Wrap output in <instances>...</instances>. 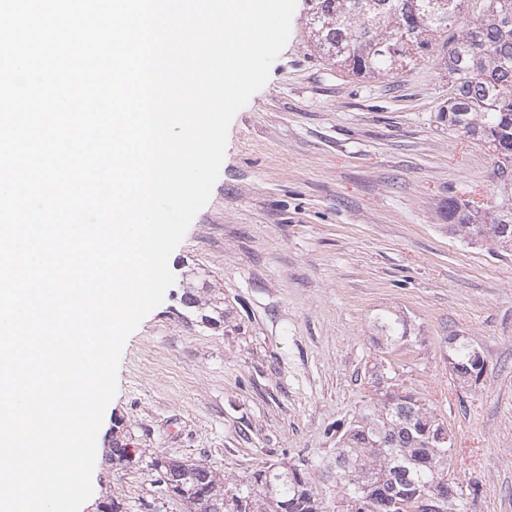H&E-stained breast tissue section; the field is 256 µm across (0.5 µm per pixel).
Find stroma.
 Instances as JSON below:
<instances>
[{
    "instance_id": "1",
    "label": "stroma",
    "mask_w": 512,
    "mask_h": 512,
    "mask_svg": "<svg viewBox=\"0 0 512 512\" xmlns=\"http://www.w3.org/2000/svg\"><path fill=\"white\" fill-rule=\"evenodd\" d=\"M297 0L266 84L235 114L208 203L169 257L224 294L227 325L187 313L171 286L128 336L117 393L97 437L149 456L199 461L236 480L281 461L307 464L336 505L337 423L370 395L374 364L425 398L454 436L450 475L468 512H512V254L448 229V201L501 198L485 148L440 123L448 73L437 59L364 78L328 63ZM407 322L386 352L374 316ZM467 337L486 361L475 384L448 364ZM93 493L127 512H187L154 471L96 458Z\"/></svg>"
}]
</instances>
